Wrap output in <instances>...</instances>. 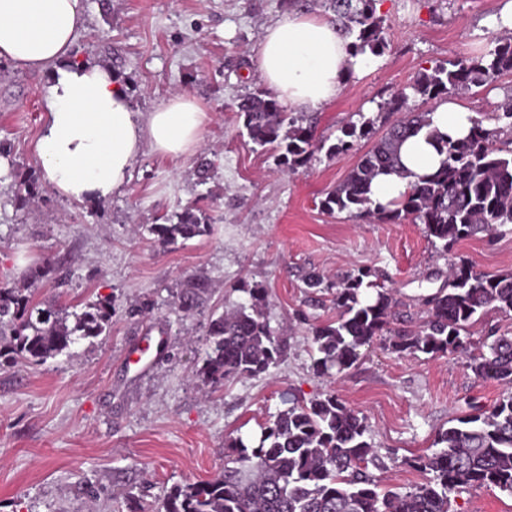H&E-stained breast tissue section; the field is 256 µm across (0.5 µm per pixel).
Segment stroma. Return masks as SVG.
I'll use <instances>...</instances> for the list:
<instances>
[{
	"mask_svg": "<svg viewBox=\"0 0 512 512\" xmlns=\"http://www.w3.org/2000/svg\"><path fill=\"white\" fill-rule=\"evenodd\" d=\"M504 3L378 0L385 48L317 111V136L335 137L376 117L380 103L418 73L487 44L490 19ZM282 10L281 0H87L76 60L108 64L134 111H153L184 92L210 116L195 154L145 152L129 184L97 202L67 199L44 181L33 142L49 77L0 60V141L11 145L0 163V282L67 307L100 295L115 300L109 335L68 356L0 369V512H88L92 505L98 512H155L174 487L221 473L225 437L258 439L291 393L311 400L333 392L365 416L376 454L370 473L405 490L425 480L411 459L435 452L441 431L502 397L503 386L475 377L462 355L397 354L381 339L340 374L313 371L311 329L336 310L331 292L305 294L306 273L377 269L401 319L416 326L451 264L512 272V232L479 234L440 254L421 225L327 214L321 200L370 148L367 139L332 159L315 153L288 174L254 150L234 103L263 87L260 43ZM510 96L506 74L458 100L493 128ZM202 160L212 173L204 184L197 175ZM25 183L37 194L16 204ZM192 202L209 217L210 235L159 246L149 226ZM46 261L63 272V283L27 277ZM192 277L205 280L208 292L186 314L178 296ZM256 283L267 290L266 313L286 338L287 355L270 373L206 393L195 365L208 321ZM145 302L149 314L127 317ZM161 328L169 342L151 367H127L125 351ZM451 512H512V495L465 487L452 494Z\"/></svg>",
	"mask_w": 512,
	"mask_h": 512,
	"instance_id": "stroma-1",
	"label": "stroma"
}]
</instances>
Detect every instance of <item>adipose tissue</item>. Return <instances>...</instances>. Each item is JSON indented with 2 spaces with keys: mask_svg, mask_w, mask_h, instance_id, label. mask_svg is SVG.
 <instances>
[{
  "mask_svg": "<svg viewBox=\"0 0 512 512\" xmlns=\"http://www.w3.org/2000/svg\"><path fill=\"white\" fill-rule=\"evenodd\" d=\"M86 18V0H0V59L50 72L46 114L34 152L43 177L57 192L98 201L123 190L145 149L169 157L195 152L208 115L184 93L149 113L133 111L124 84L105 67L72 59ZM369 54L327 18L284 11L264 31L260 73L282 104L312 111L331 103L344 80L366 69ZM406 175L378 176L372 198L380 204L406 194L418 177L435 171L441 155L424 135L401 148Z\"/></svg>",
  "mask_w": 512,
  "mask_h": 512,
  "instance_id": "ef3b65f1",
  "label": "adipose tissue"
}]
</instances>
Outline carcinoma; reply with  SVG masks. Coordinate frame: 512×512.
<instances>
[{"instance_id":"cac0c4a2","label":"carcinoma","mask_w":512,"mask_h":512,"mask_svg":"<svg viewBox=\"0 0 512 512\" xmlns=\"http://www.w3.org/2000/svg\"><path fill=\"white\" fill-rule=\"evenodd\" d=\"M333 12V22L353 39L357 53L376 56L384 49V20L376 0H316ZM512 74V36H494L489 48L461 54L418 74L416 79L381 105L400 117L364 153L346 178L321 201L333 214L347 212L360 219L423 225L426 237L446 253L459 241L512 224V151L495 144L512 130V98L500 105L503 127L486 128L472 120L468 135L452 139L431 127L432 109L410 111L409 98L435 105L460 92L482 87L495 77ZM249 140L270 152L278 167L290 173L307 165L317 151L330 157L351 151L354 142L373 132L375 121L341 129L335 141L316 138L314 126L286 112L265 90L240 97L234 105ZM428 130V139L444 155L441 166L421 177L407 195L391 205L375 204L371 185L382 173H403L400 148L412 135ZM190 204L177 221L152 224L150 232L162 246L210 233L211 225ZM376 271L361 268L334 282L318 274L304 280L310 294L333 291L336 319L312 328L314 370L322 375L352 367L362 347L387 336L391 351L443 357L467 355L475 376L512 387V337L488 331L486 350L468 353L463 335L478 317L493 308L512 312V272H477L461 264L448 283L425 299L426 316L415 329L393 327L397 301L374 281ZM375 290L372 297L366 296ZM207 285L190 279L180 308L190 314ZM247 299L211 319L208 349L195 377L210 393L230 380L269 372L284 358L286 344L267 320V292L242 287ZM115 311L111 297L70 309L35 303L24 289L0 286V359L40 364L68 355L82 340L110 332ZM288 407L262 427L257 445L227 438L224 471L216 478L173 488L156 512H449L450 496L462 487H494L512 495V393L493 406L457 420L441 432V448L414 459L419 471L431 475L409 491H379L368 471L374 461L365 417L348 408L334 393L305 402L288 395Z\"/></svg>"}]
</instances>
